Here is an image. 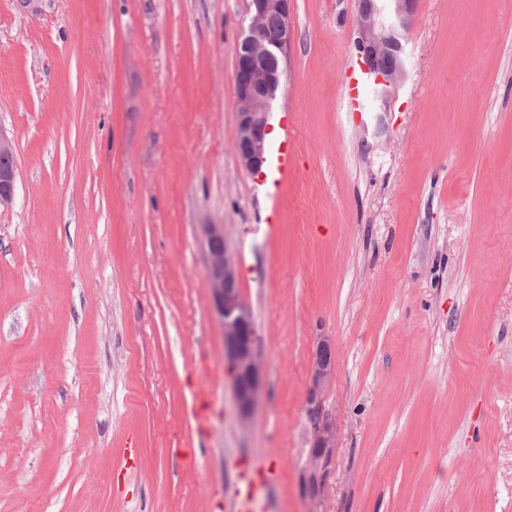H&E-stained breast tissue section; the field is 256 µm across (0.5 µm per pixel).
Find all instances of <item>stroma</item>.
<instances>
[{"label": "stroma", "instance_id": "35a3bbf8", "mask_svg": "<svg viewBox=\"0 0 512 512\" xmlns=\"http://www.w3.org/2000/svg\"><path fill=\"white\" fill-rule=\"evenodd\" d=\"M248 0H0V512H512V0H418L386 111L344 108L358 0H293L281 195L236 149ZM278 220L269 224V208ZM235 253L240 421L201 227ZM332 342L317 487L309 360ZM16 157L12 146L0 134V208L9 207L14 200ZM336 441V424L329 418L325 417L319 422L315 429V443L313 446V454L310 459V466L314 470L313 475L318 469L320 461L327 448H334ZM237 489L224 498L225 512H256V493L259 486H271L280 480V472L272 465L258 464L250 459L238 463Z\"/></svg>", "mask_w": 512, "mask_h": 512}]
</instances>
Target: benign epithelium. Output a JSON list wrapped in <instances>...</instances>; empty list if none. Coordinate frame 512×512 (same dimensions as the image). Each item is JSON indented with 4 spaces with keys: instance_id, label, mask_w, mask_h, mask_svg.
<instances>
[{
    "instance_id": "1",
    "label": "benign epithelium",
    "mask_w": 512,
    "mask_h": 512,
    "mask_svg": "<svg viewBox=\"0 0 512 512\" xmlns=\"http://www.w3.org/2000/svg\"><path fill=\"white\" fill-rule=\"evenodd\" d=\"M415 0H359L355 20V48L375 75L376 109L383 112L393 90L404 76L402 33L415 19ZM251 14L236 47L235 95L238 103L236 147L248 172H258L266 162L270 134L268 114L283 86L284 67L269 59L288 58L294 37L292 0H249ZM277 20L275 39L266 35V19ZM16 157L12 146L0 139V208L14 200ZM208 253L207 285L212 306L224 333V353L230 360L239 414L250 417L258 406L262 362L251 314L245 306L237 277V261L224 240V225H202ZM330 340L323 336L309 366L307 402L312 404L328 384L334 366L326 357ZM336 424L323 418L315 429L310 459L318 469L324 451L335 447Z\"/></svg>"
}]
</instances>
